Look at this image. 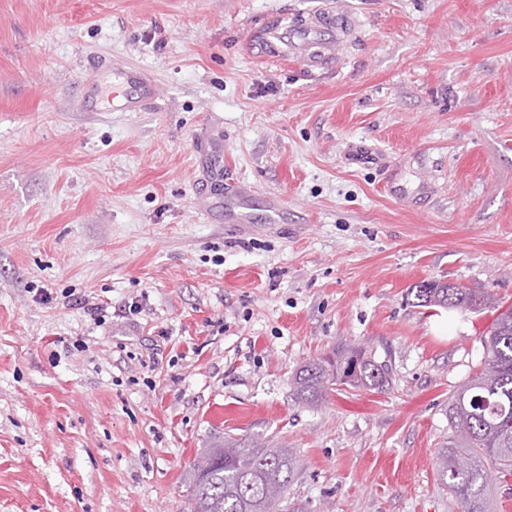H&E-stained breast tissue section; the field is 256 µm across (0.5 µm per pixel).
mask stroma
Listing matches in <instances>:
<instances>
[{
  "instance_id": "1",
  "label": "stroma",
  "mask_w": 512,
  "mask_h": 512,
  "mask_svg": "<svg viewBox=\"0 0 512 512\" xmlns=\"http://www.w3.org/2000/svg\"><path fill=\"white\" fill-rule=\"evenodd\" d=\"M318 11L321 64L253 48ZM116 70L156 104L92 111ZM431 279L512 304V0H0V512H189L227 435L292 450V512H464L437 454L493 315ZM361 345L384 390L294 398Z\"/></svg>"
}]
</instances>
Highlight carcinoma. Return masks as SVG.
<instances>
[{
  "instance_id": "obj_1",
  "label": "carcinoma",
  "mask_w": 512,
  "mask_h": 512,
  "mask_svg": "<svg viewBox=\"0 0 512 512\" xmlns=\"http://www.w3.org/2000/svg\"><path fill=\"white\" fill-rule=\"evenodd\" d=\"M415 299L424 307L494 315L482 333L486 367L451 396L448 419L455 435L438 452L440 479L464 512H486L488 469L512 475V305H500L480 288L442 280L416 285ZM387 375L386 365L363 348L335 350L296 372L294 392L301 401L317 404L336 385L380 390ZM204 457L212 460L208 470L189 472L190 512L287 510L285 492L294 473L289 449L228 437Z\"/></svg>"
}]
</instances>
